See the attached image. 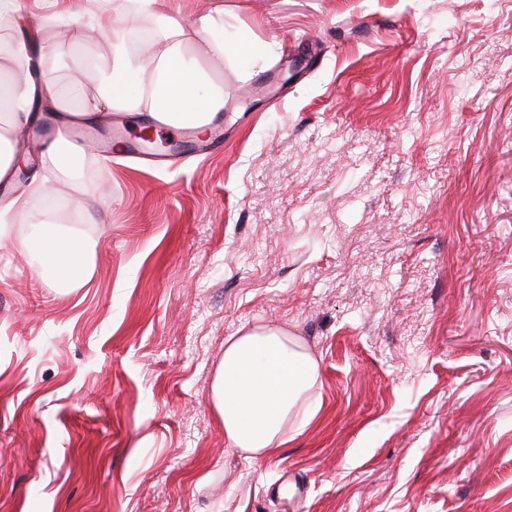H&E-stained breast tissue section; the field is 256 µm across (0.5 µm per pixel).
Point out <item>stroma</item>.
Wrapping results in <instances>:
<instances>
[{"mask_svg": "<svg viewBox=\"0 0 512 512\" xmlns=\"http://www.w3.org/2000/svg\"><path fill=\"white\" fill-rule=\"evenodd\" d=\"M182 8L224 22L223 150L75 129L70 290L44 209L0 237V512H512V0ZM249 324L319 368L263 460L209 401ZM43 236L50 244V259L57 281L65 287L82 270L91 242L83 233L64 230L55 224L45 226Z\"/></svg>", "mask_w": 512, "mask_h": 512, "instance_id": "stroma-1", "label": "stroma"}]
</instances>
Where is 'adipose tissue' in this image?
<instances>
[{
    "mask_svg": "<svg viewBox=\"0 0 512 512\" xmlns=\"http://www.w3.org/2000/svg\"><path fill=\"white\" fill-rule=\"evenodd\" d=\"M175 0H134L120 22L130 26L142 17L155 23L143 53L116 47L111 65L96 57L85 59L65 83L48 79L49 64L69 58L62 43L50 37L65 21L83 19L87 0H68L66 9L41 13L30 20L22 0H0V41L10 52L0 55V74L11 81L9 124L0 128V179L16 161L17 131L36 123V103L50 101L65 119L90 122L105 113L148 112L161 123L206 131L224 109V86L210 72L224 65V49L214 38L217 18L200 17L197 40L188 43L187 26ZM209 66H202V59ZM95 86L86 89L84 75ZM80 149L68 142H52L27 184L0 202V236L8 233L10 217L29 210L33 201L53 193L76 167ZM50 259L60 286L80 273L91 242L78 231L45 226ZM318 375V364L287 330L271 325L245 326L224 342V357L211 387L210 403L230 448L250 459L275 454L288 441V418Z\"/></svg>",
    "mask_w": 512,
    "mask_h": 512,
    "instance_id": "ef3b65f1",
    "label": "adipose tissue"
}]
</instances>
